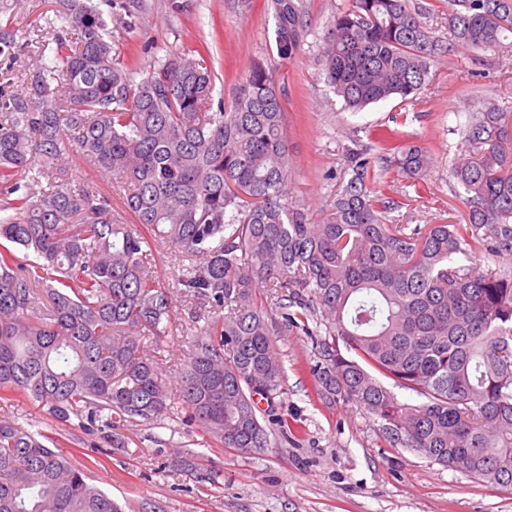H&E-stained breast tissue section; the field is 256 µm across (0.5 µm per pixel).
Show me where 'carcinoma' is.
Returning <instances> with one entry per match:
<instances>
[{"instance_id": "carcinoma-1", "label": "carcinoma", "mask_w": 512, "mask_h": 512, "mask_svg": "<svg viewBox=\"0 0 512 512\" xmlns=\"http://www.w3.org/2000/svg\"><path fill=\"white\" fill-rule=\"evenodd\" d=\"M278 57L307 34L305 0H270ZM51 63L35 62L24 94L0 85V405L18 395L89 431L150 423L170 400L144 339L172 298L146 247L182 262L185 297L214 316L193 341L178 399L226 448L269 446L260 401L281 392L273 323L325 327L311 367L325 403L357 404L392 448L483 482L512 487V277L470 266L512 255V114L477 100L461 134L472 155L452 170L464 224L387 223L394 203L371 191L375 163L426 177L423 148L382 126L354 141L351 177L325 217L289 201L293 182L274 68L252 62L230 105L213 103L205 60L171 51L146 70L112 54L92 0H58ZM0 25V56L26 46ZM512 49V0H448V36L410 0H349L319 57L345 106L413 100L459 48ZM69 99L63 106L62 98ZM76 151L129 180L134 223L94 187H42ZM36 259L44 278L20 264ZM414 396L403 399L398 391ZM0 512H121L39 432L0 419Z\"/></svg>"}]
</instances>
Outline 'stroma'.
<instances>
[{"label":"stroma","mask_w":512,"mask_h":512,"mask_svg":"<svg viewBox=\"0 0 512 512\" xmlns=\"http://www.w3.org/2000/svg\"><path fill=\"white\" fill-rule=\"evenodd\" d=\"M110 18L113 54L138 67L171 50L200 51L215 73L214 98L231 100L253 60L276 54L274 19L267 0H94ZM348 0H307L308 35L300 51L282 61L276 80L286 112L285 133L293 195L314 216L329 209L349 174L345 156L353 140L390 126L403 141L426 148L432 158L427 184L387 174L372 188L399 201L393 224H462L466 209L454 196L451 170L465 146L453 126L474 99L485 98L512 113V53L460 50L436 65L431 84L410 102L389 100L353 112L318 70L329 22ZM55 0H0V22H11L30 57L50 59L53 47L37 28L52 16ZM61 179L92 186L122 209V193L95 161L76 155ZM154 276L169 288L173 312L153 343L163 381L178 395L180 373L191 342L205 325L196 305L182 294L179 263L169 252L147 250ZM284 370L276 415L301 429L298 439L269 436L267 448H225L187 420L173 403L160 420L121 427L125 448H111L102 434L63 425L39 403L20 399L8 410L19 426L50 436L57 450L81 466L89 483L103 489L122 512H512V490L490 487L405 448L389 447L376 421L351 402L323 405L310 367L315 341L288 328L274 338ZM195 452L201 467L181 468V453Z\"/></svg>","instance_id":"1"}]
</instances>
